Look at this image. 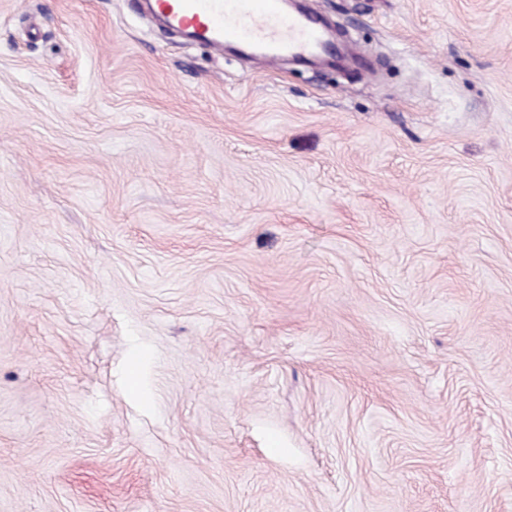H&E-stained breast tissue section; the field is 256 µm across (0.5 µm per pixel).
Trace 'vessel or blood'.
<instances>
[{
    "label": "vessel or blood",
    "instance_id": "1",
    "mask_svg": "<svg viewBox=\"0 0 512 512\" xmlns=\"http://www.w3.org/2000/svg\"><path fill=\"white\" fill-rule=\"evenodd\" d=\"M152 12L214 49L247 46L257 61L271 53L306 60L341 56L315 15L286 10L281 0H153Z\"/></svg>",
    "mask_w": 512,
    "mask_h": 512
}]
</instances>
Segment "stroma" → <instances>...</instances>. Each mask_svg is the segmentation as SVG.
I'll return each mask as SVG.
<instances>
[{
	"label": "stroma",
	"mask_w": 512,
	"mask_h": 512,
	"mask_svg": "<svg viewBox=\"0 0 512 512\" xmlns=\"http://www.w3.org/2000/svg\"><path fill=\"white\" fill-rule=\"evenodd\" d=\"M307 2L0 0V512H512V0ZM152 13L175 29L193 32L215 50L227 44L247 46L254 61L269 53L306 60L341 57L315 15L287 12L280 0H154Z\"/></svg>",
	"instance_id": "35a3bbf8"
}]
</instances>
